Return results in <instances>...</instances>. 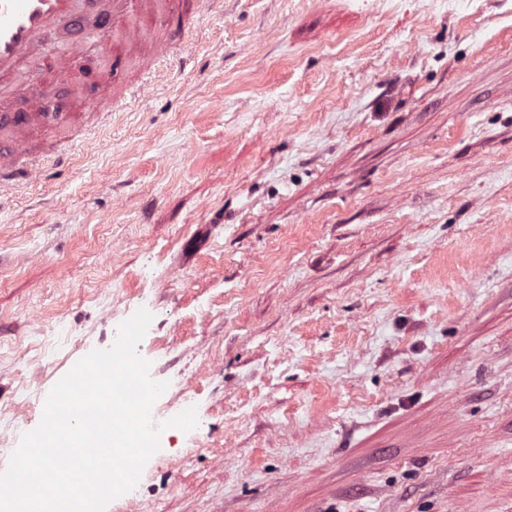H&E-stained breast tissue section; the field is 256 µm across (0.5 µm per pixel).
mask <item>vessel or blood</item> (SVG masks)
<instances>
[{
	"label": "vessel or blood",
	"mask_w": 512,
	"mask_h": 512,
	"mask_svg": "<svg viewBox=\"0 0 512 512\" xmlns=\"http://www.w3.org/2000/svg\"><path fill=\"white\" fill-rule=\"evenodd\" d=\"M98 6L99 0H0V137L9 138L0 147V183L9 177L38 176L28 139L37 129L52 134L62 121V113L42 111L41 94L68 69L66 59L50 51L48 43L61 26ZM190 9V0H112L111 12L87 31L74 52L89 57L102 43L107 57L125 58L159 19ZM21 88L27 91L26 111H5V104Z\"/></svg>",
	"instance_id": "b4317fda"
}]
</instances>
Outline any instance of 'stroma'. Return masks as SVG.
Wrapping results in <instances>:
<instances>
[{
    "mask_svg": "<svg viewBox=\"0 0 512 512\" xmlns=\"http://www.w3.org/2000/svg\"><path fill=\"white\" fill-rule=\"evenodd\" d=\"M143 101L0 185V428L147 295L106 512H512V0H204Z\"/></svg>",
    "mask_w": 512,
    "mask_h": 512,
    "instance_id": "35a3bbf8",
    "label": "stroma"
}]
</instances>
